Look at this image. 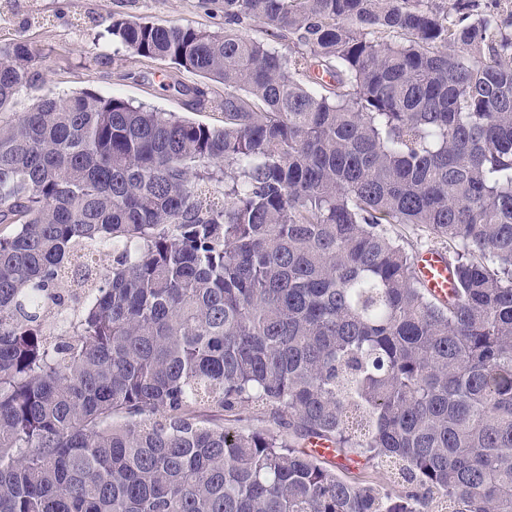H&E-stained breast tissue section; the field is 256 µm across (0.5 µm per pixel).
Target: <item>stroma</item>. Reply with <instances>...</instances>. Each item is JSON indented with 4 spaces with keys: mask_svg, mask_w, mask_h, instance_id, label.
Listing matches in <instances>:
<instances>
[{
    "mask_svg": "<svg viewBox=\"0 0 512 512\" xmlns=\"http://www.w3.org/2000/svg\"><path fill=\"white\" fill-rule=\"evenodd\" d=\"M118 18L224 30V12L211 0H0V45L27 42L39 54L44 74L38 88L15 96L10 111H27L43 96L65 98L89 91L195 122L223 124V112L210 103L223 96V85L161 60L135 56L105 40ZM177 81L205 89L206 99L176 93L172 85Z\"/></svg>",
    "mask_w": 512,
    "mask_h": 512,
    "instance_id": "1",
    "label": "stroma"
}]
</instances>
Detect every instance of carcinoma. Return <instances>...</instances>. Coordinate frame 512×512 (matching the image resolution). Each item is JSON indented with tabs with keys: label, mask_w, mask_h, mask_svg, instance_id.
<instances>
[{
	"label": "carcinoma",
	"mask_w": 512,
	"mask_h": 512,
	"mask_svg": "<svg viewBox=\"0 0 512 512\" xmlns=\"http://www.w3.org/2000/svg\"><path fill=\"white\" fill-rule=\"evenodd\" d=\"M223 3L222 33H109L224 85V124L87 92L0 116V512H512V29ZM41 80L0 46V113ZM393 224L448 244V298ZM329 460L336 462V472L343 474L350 479H360L367 481H378L385 478V472L376 470L368 465H365L363 459H357L360 463H352V460H345L343 457L329 456ZM339 458V459H338ZM346 461V462H341Z\"/></svg>",
	"instance_id": "cac0c4a2"
}]
</instances>
